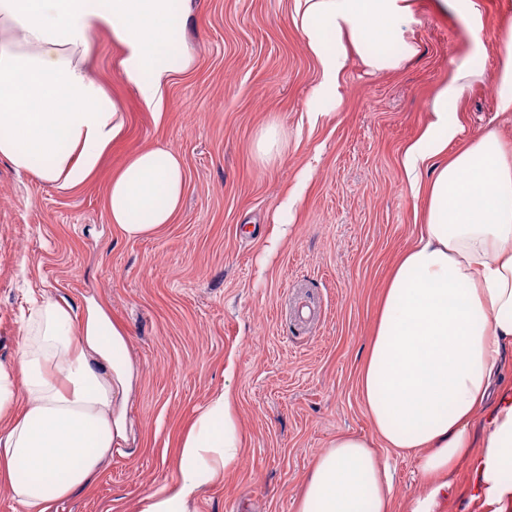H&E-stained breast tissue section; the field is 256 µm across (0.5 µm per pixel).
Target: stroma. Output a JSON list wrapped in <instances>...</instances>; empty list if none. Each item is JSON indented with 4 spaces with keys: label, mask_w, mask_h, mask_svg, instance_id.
<instances>
[{
    "label": "stroma",
    "mask_w": 512,
    "mask_h": 512,
    "mask_svg": "<svg viewBox=\"0 0 512 512\" xmlns=\"http://www.w3.org/2000/svg\"><path fill=\"white\" fill-rule=\"evenodd\" d=\"M474 2L477 43L454 7L414 0L416 55L382 73L351 60L342 104L313 129L302 117L316 65L292 25L293 0H192L184 37L196 62L174 73L158 113L122 81L121 47L107 31L93 34L91 72L125 114L96 173L62 192L0 160V363L24 345L21 316L36 292L78 315L88 303L106 305L127 333L135 375L128 441L50 512H141L177 478L180 435L226 387L242 446L191 512H296L336 436L373 437L359 367L390 272L426 206L404 188L401 155L460 57L474 54L481 76L456 114L451 150L489 128L512 148V113H498L495 82L512 42V0ZM273 116L288 149L265 167L253 141ZM149 147L182 157L184 202L173 223L126 239L108 222L106 192ZM309 164L314 176L286 239L266 255L281 194ZM379 454L393 478L392 512H408L423 492L417 462L391 448Z\"/></svg>",
    "instance_id": "stroma-1"
}]
</instances>
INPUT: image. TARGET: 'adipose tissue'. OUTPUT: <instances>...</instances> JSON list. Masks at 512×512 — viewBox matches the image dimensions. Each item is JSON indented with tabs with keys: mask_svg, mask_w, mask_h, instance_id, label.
<instances>
[{
	"mask_svg": "<svg viewBox=\"0 0 512 512\" xmlns=\"http://www.w3.org/2000/svg\"><path fill=\"white\" fill-rule=\"evenodd\" d=\"M188 2L0 0V158L62 191L85 183L124 128L119 104L87 72L93 31H109L123 51L122 81L157 111L173 73L195 62L181 37ZM413 21L411 0H294L292 22L317 70L308 124L341 103L352 57L383 72L414 56L405 36ZM474 76L460 59L402 152L407 189L427 208L395 266L359 376L376 437L418 458L426 492L410 512H433L463 462L488 512L512 501V387L494 386L512 355V150L491 130L432 165L457 136L452 115ZM185 185L178 154L141 150L112 177L108 221L123 237L147 236L173 222ZM133 377L126 332L106 307L78 317L67 302L33 300L23 348L0 365V488L20 512H49L92 483L127 438ZM241 441L227 388L181 435L177 479L142 512H189L236 462ZM391 503L388 467L371 440L341 435L319 455L297 512H390Z\"/></svg>",
	"mask_w": 512,
	"mask_h": 512,
	"instance_id": "ef3b65f1",
	"label": "adipose tissue"
}]
</instances>
